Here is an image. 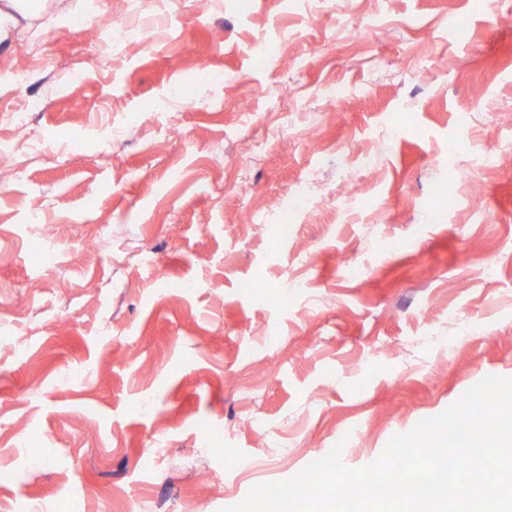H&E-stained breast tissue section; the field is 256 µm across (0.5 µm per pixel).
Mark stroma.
I'll return each instance as SVG.
<instances>
[{
  "label": "stroma",
  "instance_id": "35a3bbf8",
  "mask_svg": "<svg viewBox=\"0 0 512 512\" xmlns=\"http://www.w3.org/2000/svg\"><path fill=\"white\" fill-rule=\"evenodd\" d=\"M509 14L47 0L20 19L0 148L22 112L42 150L0 168V512H222L512 377ZM102 17L103 39L73 28Z\"/></svg>",
  "mask_w": 512,
  "mask_h": 512
}]
</instances>
